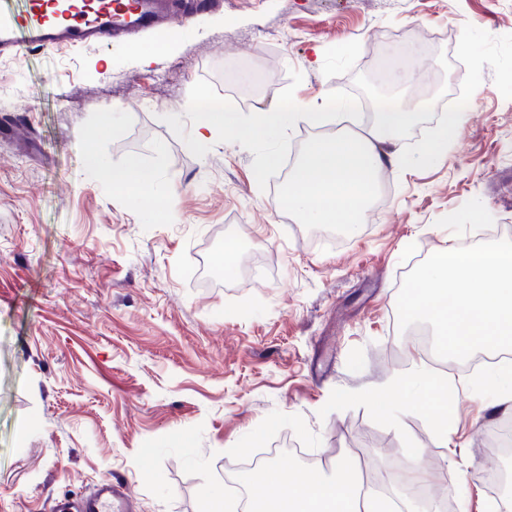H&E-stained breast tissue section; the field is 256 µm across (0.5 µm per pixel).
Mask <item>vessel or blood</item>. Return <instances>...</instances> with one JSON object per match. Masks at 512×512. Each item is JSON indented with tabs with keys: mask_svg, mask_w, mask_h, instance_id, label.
Wrapping results in <instances>:
<instances>
[{
	"mask_svg": "<svg viewBox=\"0 0 512 512\" xmlns=\"http://www.w3.org/2000/svg\"><path fill=\"white\" fill-rule=\"evenodd\" d=\"M176 0H0V56L31 49L88 48L112 38L167 29L187 20ZM126 484L104 481L79 506L58 501L53 512H130Z\"/></svg>",
	"mask_w": 512,
	"mask_h": 512,
	"instance_id": "b4317fda",
	"label": "vessel or blood"
}]
</instances>
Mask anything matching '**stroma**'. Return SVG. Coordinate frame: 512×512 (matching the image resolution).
Wrapping results in <instances>:
<instances>
[{
  "instance_id": "stroma-1",
  "label": "stroma",
  "mask_w": 512,
  "mask_h": 512,
  "mask_svg": "<svg viewBox=\"0 0 512 512\" xmlns=\"http://www.w3.org/2000/svg\"><path fill=\"white\" fill-rule=\"evenodd\" d=\"M511 73L512 0H222L160 34L0 58V512H52L107 479L128 485L131 512H198L201 477L166 458L165 503L133 458L199 424L226 484L245 449L289 446L381 460L406 483L423 465L434 496L484 512L489 437L507 419L472 384L485 363H447L446 447L426 410L381 417L362 394L415 357L438 364L393 325L407 272L479 230L512 235ZM374 76L401 99L435 84L440 101L462 97L458 136L428 165L380 170L356 234L305 223L281 204L284 168L370 125ZM200 91L247 119L289 101L364 109L298 120L265 171V143L224 132L197 148ZM442 122L424 112L401 151ZM90 149L113 167L137 159L152 193L98 180Z\"/></svg>"
}]
</instances>
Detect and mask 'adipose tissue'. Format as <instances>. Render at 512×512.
<instances>
[{"instance_id": "adipose-tissue-1", "label": "adipose tissue", "mask_w": 512, "mask_h": 512, "mask_svg": "<svg viewBox=\"0 0 512 512\" xmlns=\"http://www.w3.org/2000/svg\"><path fill=\"white\" fill-rule=\"evenodd\" d=\"M197 114L195 136L199 147H207L220 132L232 130L245 139H276L297 116H304L312 124H320L324 114L320 108L305 104L286 103L276 111L264 113L257 122L245 123L240 114L204 101H192ZM422 103L400 106H379L372 124L365 133L339 135L331 140L314 141L307 155L293 171L289 188L283 195L288 210L321 223L341 222L347 231H355L359 216L371 194L374 174L393 166L400 170L417 164L432 162L440 148L456 137L458 120L448 116L437 144L418 156L408 157L392 152L391 147L403 131L411 127ZM86 161L98 178L113 189L132 198L149 195L155 183L154 172L143 168L137 160L124 166L103 164L95 151H88ZM423 384L428 396L425 401L430 414L426 423L429 432L439 439H447L448 401L441 392L443 381L425 368H417L412 376L398 377L386 385L388 400L404 402L405 406L418 403L415 384Z\"/></svg>"}]
</instances>
